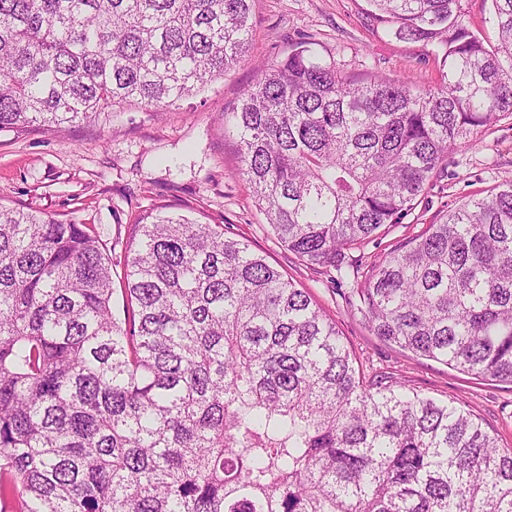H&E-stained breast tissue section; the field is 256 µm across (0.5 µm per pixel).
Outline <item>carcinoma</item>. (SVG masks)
Wrapping results in <instances>:
<instances>
[{
  "label": "carcinoma",
  "instance_id": "carcinoma-1",
  "mask_svg": "<svg viewBox=\"0 0 512 512\" xmlns=\"http://www.w3.org/2000/svg\"><path fill=\"white\" fill-rule=\"evenodd\" d=\"M253 0H0V132L155 113L246 61ZM443 51L437 88L341 76L306 43L224 113L279 241L348 273L448 154L512 115L462 0H369ZM94 229L0 205V512H512V448L478 419L361 377L309 293L224 225H135L112 311ZM349 300L375 336L512 383V184L392 248Z\"/></svg>",
  "mask_w": 512,
  "mask_h": 512
}]
</instances>
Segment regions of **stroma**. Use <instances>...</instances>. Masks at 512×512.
Wrapping results in <instances>:
<instances>
[{"mask_svg": "<svg viewBox=\"0 0 512 512\" xmlns=\"http://www.w3.org/2000/svg\"><path fill=\"white\" fill-rule=\"evenodd\" d=\"M248 62L200 93L153 114L138 106L109 121L66 129L0 133V202L74 224L92 225L113 265L124 262L138 219L154 206L203 223L252 250L311 294L336 324L366 377L381 374L407 388L465 403L499 445L512 447V384L461 373L403 353L374 336L336 283L335 271L312 266L277 239L238 174L235 145L224 134V113L266 64L285 58L305 40L341 74L407 79L435 88L446 67L434 45L389 35L367 0H254ZM512 180V117L485 130L475 145L448 156L399 223L349 257L359 268L391 245L436 223L467 198Z\"/></svg>", "mask_w": 512, "mask_h": 512, "instance_id": "stroma-1", "label": "stroma"}]
</instances>
